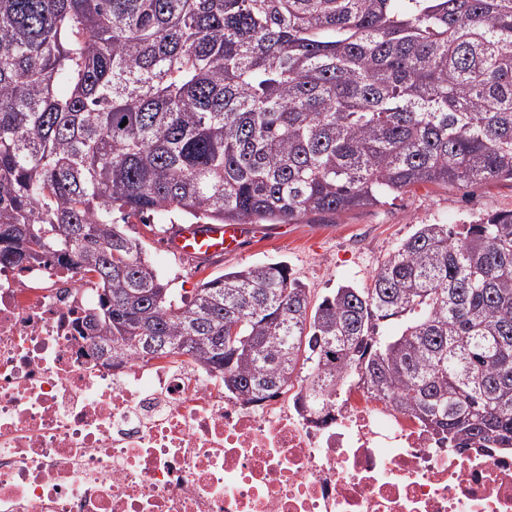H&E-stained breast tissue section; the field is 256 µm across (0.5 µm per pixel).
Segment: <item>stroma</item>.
Instances as JSON below:
<instances>
[{"label": "stroma", "mask_w": 512, "mask_h": 512, "mask_svg": "<svg viewBox=\"0 0 512 512\" xmlns=\"http://www.w3.org/2000/svg\"><path fill=\"white\" fill-rule=\"evenodd\" d=\"M499 211H512L511 181L417 187L386 204L342 214L333 224L250 225L239 252L204 262L167 250V231L179 221L175 214L135 220L126 230L142 241L163 278L183 297H193L206 278L284 261L317 298L342 284L369 285L375 269L418 225H456Z\"/></svg>", "instance_id": "35a3bbf8"}]
</instances>
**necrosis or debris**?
I'll use <instances>...</instances> for the list:
<instances>
[{"label":"necrosis or debris","instance_id":"necrosis-or-debris-1","mask_svg":"<svg viewBox=\"0 0 512 512\" xmlns=\"http://www.w3.org/2000/svg\"><path fill=\"white\" fill-rule=\"evenodd\" d=\"M80 272L0 266V512H512V451L439 443L359 384L245 405L194 358L105 365Z\"/></svg>","mask_w":512,"mask_h":512}]
</instances>
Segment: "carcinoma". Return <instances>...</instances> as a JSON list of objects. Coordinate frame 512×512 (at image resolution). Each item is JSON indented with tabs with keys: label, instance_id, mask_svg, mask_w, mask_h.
I'll list each match as a JSON object with an SVG mask.
<instances>
[{
	"label": "carcinoma",
	"instance_id": "carcinoma-1",
	"mask_svg": "<svg viewBox=\"0 0 512 512\" xmlns=\"http://www.w3.org/2000/svg\"><path fill=\"white\" fill-rule=\"evenodd\" d=\"M512 181V0H0V264L100 290L97 357L186 355L245 404L305 369L448 447L512 449V211L420 224L365 288L284 261L178 297L123 222L299 224Z\"/></svg>",
	"mask_w": 512,
	"mask_h": 512
}]
</instances>
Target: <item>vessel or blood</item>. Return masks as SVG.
I'll use <instances>...</instances> for the list:
<instances>
[{"label": "vessel or blood", "mask_w": 512, "mask_h": 512, "mask_svg": "<svg viewBox=\"0 0 512 512\" xmlns=\"http://www.w3.org/2000/svg\"><path fill=\"white\" fill-rule=\"evenodd\" d=\"M247 232L243 224H176L167 239L173 253L199 259L235 254Z\"/></svg>", "instance_id": "obj_1"}]
</instances>
